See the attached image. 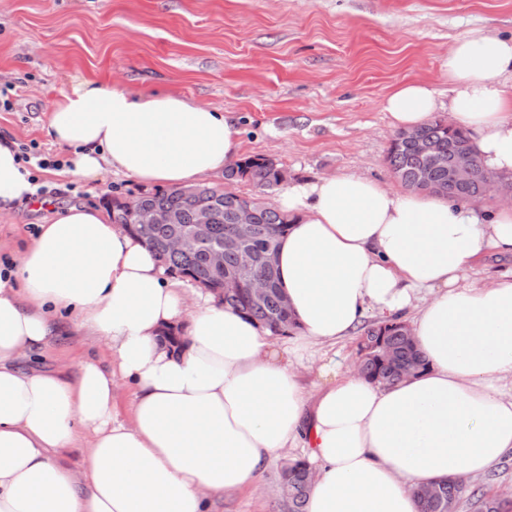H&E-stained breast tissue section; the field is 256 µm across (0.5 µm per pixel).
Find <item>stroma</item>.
I'll list each match as a JSON object with an SVG mask.
<instances>
[{
  "instance_id": "35a3bbf8",
  "label": "stroma",
  "mask_w": 512,
  "mask_h": 512,
  "mask_svg": "<svg viewBox=\"0 0 512 512\" xmlns=\"http://www.w3.org/2000/svg\"><path fill=\"white\" fill-rule=\"evenodd\" d=\"M474 28L512 37V0H0V134L64 158L46 134L49 109L75 79H94L223 112L242 156L276 159L289 182L353 172L390 185L396 130L382 99L400 81L424 82L447 115L443 64ZM32 174L46 207L17 215L26 239L50 207L103 208L138 189L122 175L90 187ZM283 465L213 512H287Z\"/></svg>"
}]
</instances>
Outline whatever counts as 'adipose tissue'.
I'll return each mask as SVG.
<instances>
[{
    "mask_svg": "<svg viewBox=\"0 0 512 512\" xmlns=\"http://www.w3.org/2000/svg\"><path fill=\"white\" fill-rule=\"evenodd\" d=\"M448 110L485 171L512 174V37L473 29L444 64ZM435 90L402 82L383 99L410 130ZM47 134L86 181L119 173L179 189L220 173L240 130L165 92L80 80ZM0 139V222L38 185ZM279 286L298 326L284 339L188 291L102 209H60L0 265V512H209L299 450L315 478L306 512H419L413 486L489 472L512 453V268L469 281L490 253L512 256V205L493 213L356 173L292 184L278 199ZM406 321L427 366L371 382L318 350L351 339L367 314ZM108 361L22 367L67 330ZM318 366L309 386L294 361ZM133 391L119 416L122 389ZM71 448L83 466L63 464Z\"/></svg>",
    "mask_w": 512,
    "mask_h": 512,
    "instance_id": "1",
    "label": "adipose tissue"
}]
</instances>
